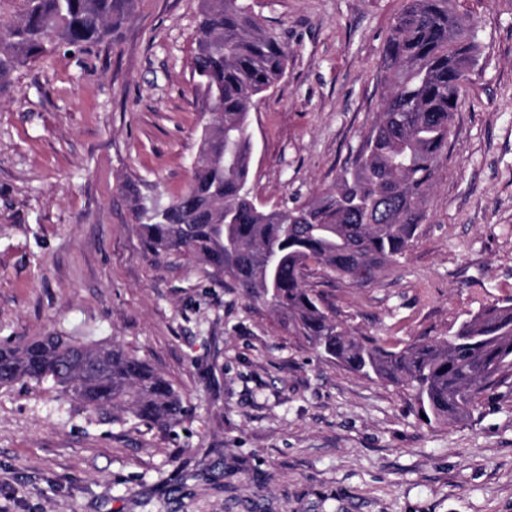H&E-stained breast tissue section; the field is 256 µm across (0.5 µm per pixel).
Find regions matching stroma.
I'll return each instance as SVG.
<instances>
[{
	"label": "stroma",
	"mask_w": 512,
	"mask_h": 512,
	"mask_svg": "<svg viewBox=\"0 0 512 512\" xmlns=\"http://www.w3.org/2000/svg\"><path fill=\"white\" fill-rule=\"evenodd\" d=\"M288 52L256 101L248 186L275 209L330 191L380 108L407 0H247ZM481 55L426 219L374 284L310 275L354 335H447L512 298V0H459ZM200 0H135L102 42L48 44L0 90V341L118 342L188 415L114 421L50 384L0 386V512H512V378L471 415L425 421L408 390L288 335L188 256H152L124 186L169 201L204 119Z\"/></svg>",
	"instance_id": "35a3bbf8"
}]
</instances>
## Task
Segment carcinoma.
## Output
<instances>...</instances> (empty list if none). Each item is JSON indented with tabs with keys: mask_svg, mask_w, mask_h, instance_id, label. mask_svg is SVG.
<instances>
[{
	"mask_svg": "<svg viewBox=\"0 0 512 512\" xmlns=\"http://www.w3.org/2000/svg\"><path fill=\"white\" fill-rule=\"evenodd\" d=\"M458 0H408L386 41V87L373 130L333 191L267 210L249 196L254 100L285 77L288 55L245 0H201L192 78L209 116L188 189L168 202L126 187L149 252L182 253L260 301L292 336L366 377L410 389L426 418L470 415L512 373V299L463 320L448 336L402 348L356 338L306 287V271L366 286L404 257L426 218L452 121L481 50ZM134 0H24L0 24V89L45 52L44 40L97 43ZM50 382L90 413L122 406L171 428L187 415L171 382L121 344L52 334L0 343V386Z\"/></svg>",
	"mask_w": 512,
	"mask_h": 512,
	"instance_id": "obj_1",
	"label": "carcinoma"
}]
</instances>
